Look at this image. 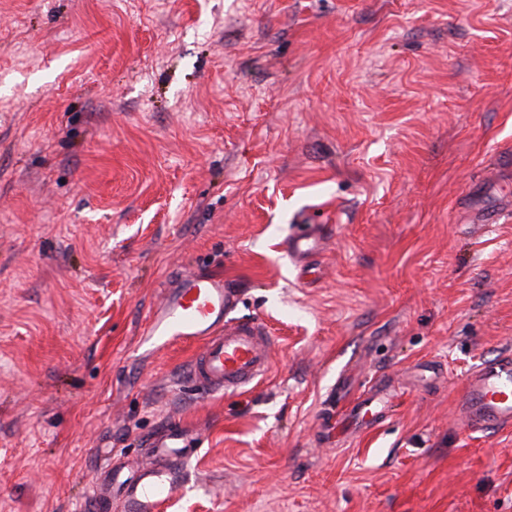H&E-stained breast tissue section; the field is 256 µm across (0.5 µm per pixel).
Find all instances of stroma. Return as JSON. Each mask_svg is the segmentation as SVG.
I'll list each match as a JSON object with an SVG mask.
<instances>
[{
    "label": "stroma",
    "instance_id": "1",
    "mask_svg": "<svg viewBox=\"0 0 512 512\" xmlns=\"http://www.w3.org/2000/svg\"><path fill=\"white\" fill-rule=\"evenodd\" d=\"M197 269L273 340L248 391L141 344ZM502 353L512 0H0V512H113L172 421L167 512H512V425L460 404ZM323 234L319 225H312L306 232L290 235L284 241L285 255L293 263L313 258L323 250Z\"/></svg>",
    "mask_w": 512,
    "mask_h": 512
}]
</instances>
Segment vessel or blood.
<instances>
[{"label": "vessel or blood", "instance_id": "vessel-or-blood-1", "mask_svg": "<svg viewBox=\"0 0 512 512\" xmlns=\"http://www.w3.org/2000/svg\"><path fill=\"white\" fill-rule=\"evenodd\" d=\"M323 249L319 226L288 236L284 252L298 262ZM236 290L223 276L196 271L180 274L164 289V298L149 324L147 336L155 347L174 341L201 342L192 365V380L210 392H237L260 381L270 368V341L256 320H227ZM461 405L468 426L476 432L512 424V357L481 363L466 377ZM184 435L171 427L155 439L153 462L129 476L113 468L107 480L116 486V512H158L185 481V459L176 446Z\"/></svg>", "mask_w": 512, "mask_h": 512}]
</instances>
